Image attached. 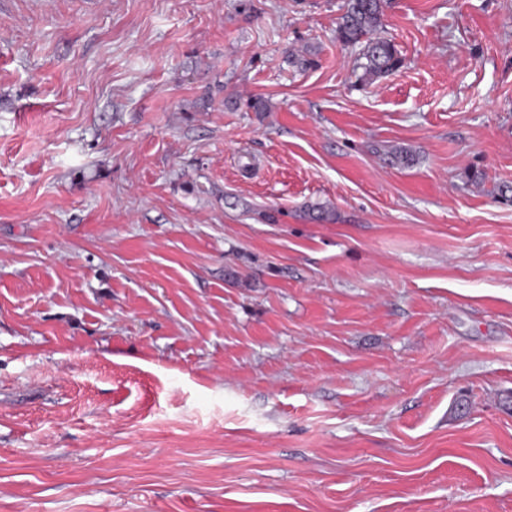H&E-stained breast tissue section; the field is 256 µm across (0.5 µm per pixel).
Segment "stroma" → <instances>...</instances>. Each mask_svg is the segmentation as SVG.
Wrapping results in <instances>:
<instances>
[{
  "label": "stroma",
  "mask_w": 512,
  "mask_h": 512,
  "mask_svg": "<svg viewBox=\"0 0 512 512\" xmlns=\"http://www.w3.org/2000/svg\"><path fill=\"white\" fill-rule=\"evenodd\" d=\"M343 4L0 0V512H512V0ZM388 0H345L338 23L339 40L347 45H360L361 81H373L400 67L402 59L395 43L379 36Z\"/></svg>",
  "instance_id": "stroma-1"
}]
</instances>
